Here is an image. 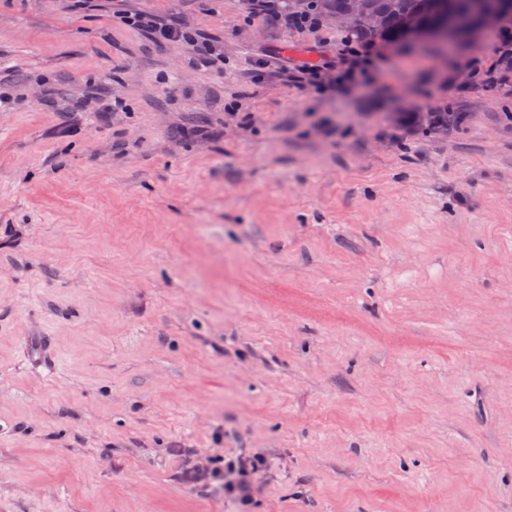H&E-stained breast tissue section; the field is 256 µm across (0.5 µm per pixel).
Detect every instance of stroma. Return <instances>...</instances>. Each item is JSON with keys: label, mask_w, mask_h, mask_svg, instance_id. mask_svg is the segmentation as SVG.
Here are the masks:
<instances>
[{"label": "stroma", "mask_w": 512, "mask_h": 512, "mask_svg": "<svg viewBox=\"0 0 512 512\" xmlns=\"http://www.w3.org/2000/svg\"><path fill=\"white\" fill-rule=\"evenodd\" d=\"M347 38L0 0V512H233L206 453L269 459L252 512H512V81L459 80L497 36L289 84ZM124 21L128 24L148 29L156 40L188 42L196 47L199 56L206 58L210 54L211 46L207 38L197 33L188 32L181 26L165 22L155 16L139 14L134 17H125Z\"/></svg>", "instance_id": "stroma-1"}]
</instances>
